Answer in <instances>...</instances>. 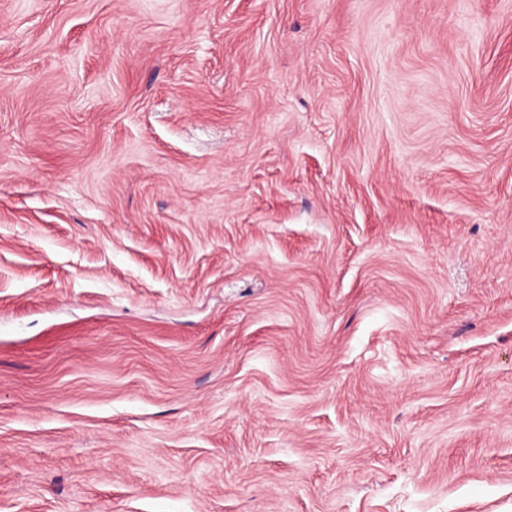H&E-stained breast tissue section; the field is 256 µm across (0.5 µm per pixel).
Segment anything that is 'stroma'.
I'll return each mask as SVG.
<instances>
[{
	"label": "stroma",
	"mask_w": 512,
	"mask_h": 512,
	"mask_svg": "<svg viewBox=\"0 0 512 512\" xmlns=\"http://www.w3.org/2000/svg\"><path fill=\"white\" fill-rule=\"evenodd\" d=\"M0 512H512V0H0Z\"/></svg>",
	"instance_id": "stroma-1"
}]
</instances>
